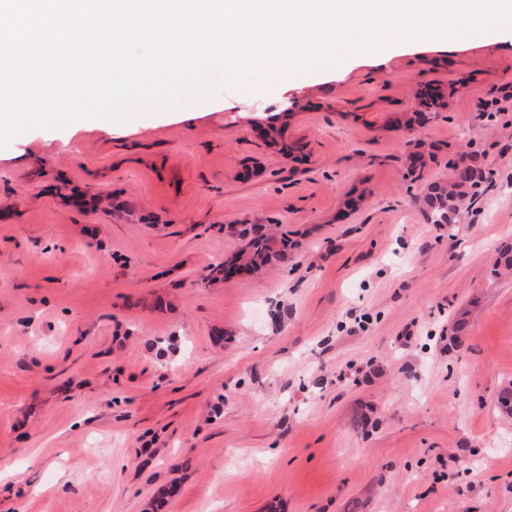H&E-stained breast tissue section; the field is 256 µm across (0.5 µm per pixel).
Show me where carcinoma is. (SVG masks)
I'll use <instances>...</instances> for the list:
<instances>
[{
	"instance_id": "carcinoma-1",
	"label": "carcinoma",
	"mask_w": 512,
	"mask_h": 512,
	"mask_svg": "<svg viewBox=\"0 0 512 512\" xmlns=\"http://www.w3.org/2000/svg\"><path fill=\"white\" fill-rule=\"evenodd\" d=\"M445 106L442 95L421 97L419 102V116L422 120L432 119L440 109ZM489 172L480 165H463V176L457 178L449 176L446 181L431 184L424 197L425 216L431 224H448L456 222L462 208L466 189L475 188L487 179ZM272 250L271 239L265 235L254 232L246 247L227 260V263L240 268L253 271L264 263ZM512 270V249H504L490 270L493 278Z\"/></svg>"
}]
</instances>
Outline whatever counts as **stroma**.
<instances>
[{
    "mask_svg": "<svg viewBox=\"0 0 512 512\" xmlns=\"http://www.w3.org/2000/svg\"><path fill=\"white\" fill-rule=\"evenodd\" d=\"M508 87L505 30L0 147V512H512ZM490 172L480 165L463 164L461 179L452 173L448 181L431 184L424 197L425 216L431 224H454L462 208L467 188H476L488 177ZM271 250V239L255 231L246 247L225 261L224 267L231 264L235 267L246 268L251 272L268 259Z\"/></svg>",
    "mask_w": 512,
    "mask_h": 512,
    "instance_id": "1",
    "label": "stroma"
}]
</instances>
